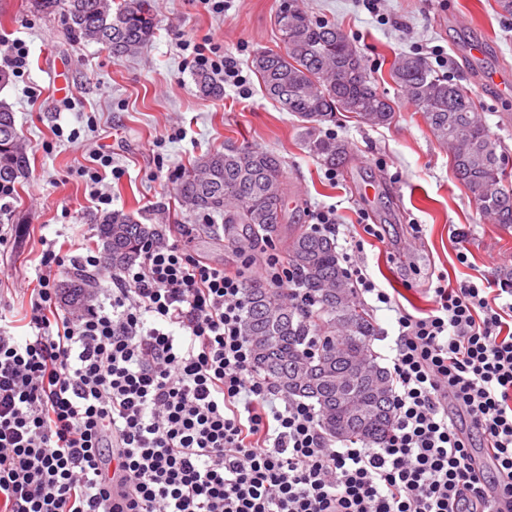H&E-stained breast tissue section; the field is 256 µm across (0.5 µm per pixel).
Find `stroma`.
<instances>
[{
	"label": "stroma",
	"instance_id": "obj_1",
	"mask_svg": "<svg viewBox=\"0 0 512 512\" xmlns=\"http://www.w3.org/2000/svg\"><path fill=\"white\" fill-rule=\"evenodd\" d=\"M281 0H228L223 13L198 8L194 0H153L156 33L132 56L114 59L101 45L69 37L62 14L31 9L28 0H0V39H22L29 57L25 73L0 86V100L15 113L28 144L30 175L0 210V225L13 227L14 243L0 246V315L17 335L29 332L27 286L36 275L44 240L95 242L100 212L89 196L76 152L66 134L79 130L90 151L109 153L122 169L106 179L112 209L143 215L155 224H195L192 248L203 259L227 266L242 257L224 237L219 216L203 227L202 214L182 206L178 178L202 154L227 146L262 149L279 156L287 184L288 223L310 227L318 210H336L337 253H353L382 288L395 289L410 312L431 306L430 288L483 280L500 286L512 271V226L483 221L472 193L454 177L447 149L438 143L415 106L390 76L399 54L434 60L442 50L444 73L469 89L507 157L512 186V96L476 89V73L512 77V15L496 0H302L316 19L340 26L358 46L365 67L390 99L391 124L372 127L338 113L326 130L350 151L346 168L330 171L311 151L297 118L267 99L251 67L260 51H283L277 25ZM224 39V53L238 60L245 87H225L219 99L199 94L195 71L184 63L179 37ZM483 42L484 56L467 57L463 46ZM63 136H55V128ZM377 194L364 199L363 186ZM379 225L382 239L364 225ZM363 252H354L355 242ZM373 310L378 334L371 347L390 366L397 336L393 312Z\"/></svg>",
	"mask_w": 512,
	"mask_h": 512
}]
</instances>
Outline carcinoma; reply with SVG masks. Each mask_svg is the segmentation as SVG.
<instances>
[{
    "instance_id": "obj_1",
    "label": "carcinoma",
    "mask_w": 512,
    "mask_h": 512,
    "mask_svg": "<svg viewBox=\"0 0 512 512\" xmlns=\"http://www.w3.org/2000/svg\"><path fill=\"white\" fill-rule=\"evenodd\" d=\"M30 7L65 15L71 34L105 45L116 58L138 53L155 35L152 0H30ZM277 24L285 51L257 53L253 68L266 96L305 124L315 155L340 169L348 145L320 135L322 126L336 121L339 112L384 126L392 122L394 108L339 26L313 19L300 0L279 9ZM391 78L448 146L454 175L473 194L480 214L511 225L505 156L468 91L417 55L399 56ZM195 84L204 97L224 95V86L205 70L196 72ZM28 176L27 146L11 107L0 101V185L14 187ZM286 196L280 159L252 148L206 152L180 176L183 205L219 214L225 225L241 224L257 238L273 237L286 223ZM157 235L156 225L124 210L96 219V246L114 269L139 261L142 245ZM286 249L298 283L294 296L260 282L246 288L242 332L254 350V370L275 390L309 401L327 437L381 446L392 435L395 411L391 373L371 349L375 322L329 237L294 228ZM64 283L68 302L93 297V279L81 268Z\"/></svg>"
}]
</instances>
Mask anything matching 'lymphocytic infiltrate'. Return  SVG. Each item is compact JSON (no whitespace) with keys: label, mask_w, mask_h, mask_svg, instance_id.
Wrapping results in <instances>:
<instances>
[{"label":"lymphocytic infiltrate","mask_w":512,"mask_h":512,"mask_svg":"<svg viewBox=\"0 0 512 512\" xmlns=\"http://www.w3.org/2000/svg\"><path fill=\"white\" fill-rule=\"evenodd\" d=\"M185 63L246 79L221 37ZM158 236L108 274L103 301L62 309L69 265L47 243L29 335L0 325V512H512V332L485 282L433 290L409 313L365 268L347 273L394 311L396 421L382 446L335 447L314 408L282 398L241 332L246 281L294 287L272 247L228 270ZM496 461L476 467L473 434Z\"/></svg>","instance_id":"lymphocytic-infiltrate-1"}]
</instances>
